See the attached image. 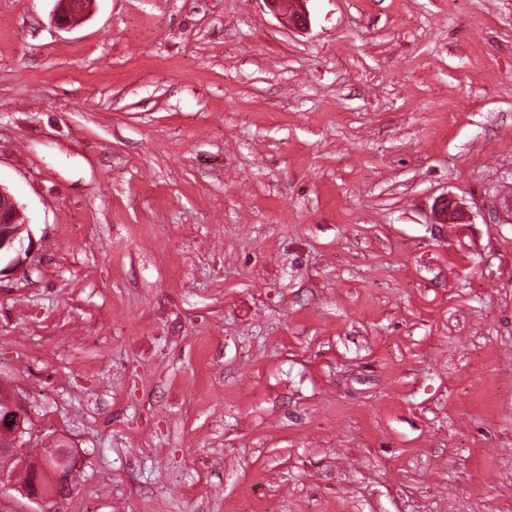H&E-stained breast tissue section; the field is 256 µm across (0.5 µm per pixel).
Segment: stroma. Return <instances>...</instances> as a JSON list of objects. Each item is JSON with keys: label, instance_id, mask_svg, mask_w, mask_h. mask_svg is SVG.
Returning a JSON list of instances; mask_svg holds the SVG:
<instances>
[{"label": "stroma", "instance_id": "1", "mask_svg": "<svg viewBox=\"0 0 512 512\" xmlns=\"http://www.w3.org/2000/svg\"><path fill=\"white\" fill-rule=\"evenodd\" d=\"M304 7L0 0L55 512H512V0ZM56 23L60 28H69L80 21L90 9L93 0H57ZM268 5L277 13L278 10L288 14V20L294 29L305 31L309 27V15L304 8H294L293 3H302L303 0H265ZM435 216L440 224L465 223V213L457 202L448 196L438 200L435 207Z\"/></svg>", "mask_w": 512, "mask_h": 512}]
</instances>
